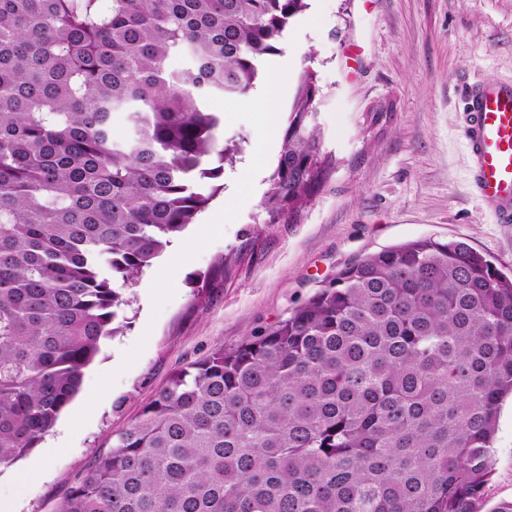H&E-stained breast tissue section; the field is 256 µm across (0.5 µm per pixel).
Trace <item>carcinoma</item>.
<instances>
[{"label":"carcinoma","mask_w":512,"mask_h":512,"mask_svg":"<svg viewBox=\"0 0 512 512\" xmlns=\"http://www.w3.org/2000/svg\"><path fill=\"white\" fill-rule=\"evenodd\" d=\"M306 8L0 0V467L217 192L237 146L207 101L247 96ZM315 84L304 69L263 200L280 220L323 170ZM509 393L512 277L463 241L387 247L173 373L59 512H477Z\"/></svg>","instance_id":"cac0c4a2"}]
</instances>
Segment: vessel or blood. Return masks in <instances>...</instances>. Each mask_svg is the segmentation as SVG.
I'll list each match as a JSON object with an SVG mask.
<instances>
[{"mask_svg":"<svg viewBox=\"0 0 512 512\" xmlns=\"http://www.w3.org/2000/svg\"><path fill=\"white\" fill-rule=\"evenodd\" d=\"M464 145L475 195L495 222L512 223V81L469 86Z\"/></svg>","mask_w":512,"mask_h":512,"instance_id":"1","label":"vessel or blood"}]
</instances>
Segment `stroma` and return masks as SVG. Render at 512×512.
I'll return each mask as SVG.
<instances>
[{
	"label": "stroma",
	"mask_w": 512,
	"mask_h": 512,
	"mask_svg": "<svg viewBox=\"0 0 512 512\" xmlns=\"http://www.w3.org/2000/svg\"><path fill=\"white\" fill-rule=\"evenodd\" d=\"M306 68L329 166L291 222L273 224L262 201ZM511 78L512 0H308L249 94L209 99L221 141L238 146L221 189L164 249L177 259L164 280L153 265L125 289L120 331L102 340L38 447L0 470V498L13 512H58L172 373L287 319L365 255L454 239L512 271V224L482 211L462 142L466 87ZM35 459L45 468L19 486ZM510 501L511 395L499 405L477 509Z\"/></svg>",
	"instance_id": "obj_1"
}]
</instances>
